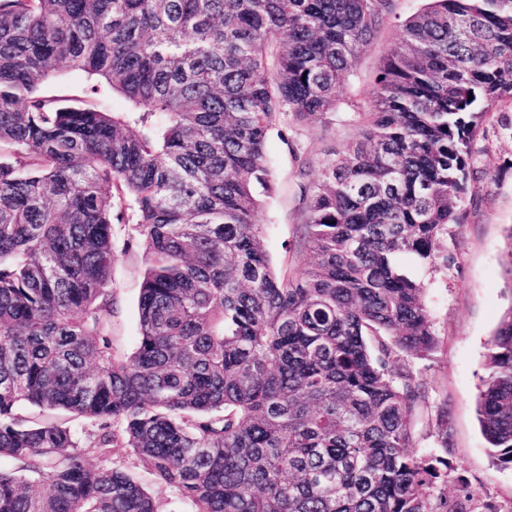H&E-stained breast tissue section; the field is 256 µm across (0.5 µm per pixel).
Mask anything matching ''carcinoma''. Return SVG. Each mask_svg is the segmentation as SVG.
Segmentation results:
<instances>
[{
  "label": "carcinoma",
  "mask_w": 512,
  "mask_h": 512,
  "mask_svg": "<svg viewBox=\"0 0 512 512\" xmlns=\"http://www.w3.org/2000/svg\"><path fill=\"white\" fill-rule=\"evenodd\" d=\"M396 2L0 0V512H165L151 484L192 512H476L412 451L409 358L437 338L397 259L448 263L477 133L512 105V0H428L356 102ZM62 64L126 108L46 94ZM315 119L358 137L303 187V272L278 271L267 142ZM115 224L147 245L125 355ZM485 370L478 421L509 466L512 307ZM436 425L446 449L447 406ZM116 447L137 471L89 465ZM395 25L396 21L393 20L379 35L374 44L358 58L352 78V91L354 95H358L362 99L370 95L373 73L378 67L381 57L390 44L395 41L398 34V28Z\"/></svg>",
  "instance_id": "1"
}]
</instances>
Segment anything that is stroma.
<instances>
[{"instance_id":"obj_1","label":"stroma","mask_w":512,"mask_h":512,"mask_svg":"<svg viewBox=\"0 0 512 512\" xmlns=\"http://www.w3.org/2000/svg\"><path fill=\"white\" fill-rule=\"evenodd\" d=\"M397 34V27L388 26L360 55L352 78L355 95H370L372 76ZM288 136L313 159L309 178L315 181L326 151L345 147L356 138L357 129L316 121L290 127ZM474 149L463 222L452 227L442 243L448 263L425 268L404 255L399 266L423 286L439 340L432 356L413 360L412 365L428 391L430 407H448L452 438L446 454L447 494L452 497L466 489L474 494L477 506L489 504L496 512H512V467L493 463L475 415L491 334L512 306V285L504 276L506 236L512 231V105L491 112ZM267 157L273 188L263 210L266 249L276 267L298 273L307 261L306 254L295 248L302 210L300 180L294 159L278 136H270ZM113 240L112 347L123 355L136 343L146 249L143 241L132 238L127 224L114 225Z\"/></svg>"}]
</instances>
